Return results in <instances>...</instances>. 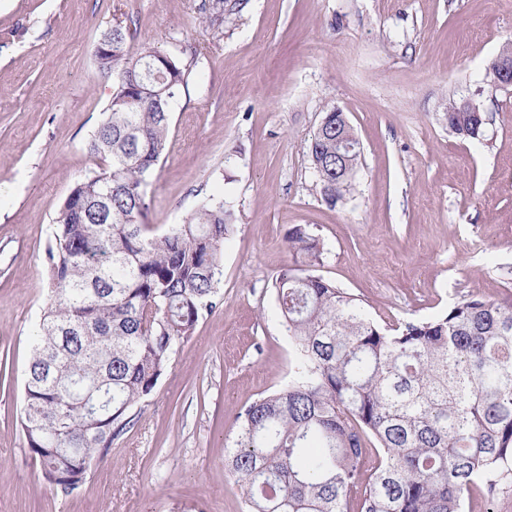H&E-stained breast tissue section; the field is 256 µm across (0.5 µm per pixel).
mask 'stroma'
Returning a JSON list of instances; mask_svg holds the SVG:
<instances>
[{
    "mask_svg": "<svg viewBox=\"0 0 512 512\" xmlns=\"http://www.w3.org/2000/svg\"><path fill=\"white\" fill-rule=\"evenodd\" d=\"M200 3L0 0V512H245L224 450L244 406L293 366L272 281L303 269L288 251L295 228L323 245L313 274L383 326L464 297L512 298V87L486 77L512 40V0H250L222 33L202 28ZM128 16L166 54L204 48L171 110L146 223H182L214 196L235 227L219 308L134 408L111 458L66 495L27 450L23 380L52 221L99 164L86 141L112 82L94 50ZM462 99L486 116L480 139L448 129ZM334 106L362 164L332 205L308 146Z\"/></svg>",
    "mask_w": 512,
    "mask_h": 512,
    "instance_id": "35a3bbf8",
    "label": "stroma"
}]
</instances>
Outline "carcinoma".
Here are the masks:
<instances>
[{
  "mask_svg": "<svg viewBox=\"0 0 512 512\" xmlns=\"http://www.w3.org/2000/svg\"><path fill=\"white\" fill-rule=\"evenodd\" d=\"M248 0H204L203 27L220 32ZM94 65L112 96L90 135L99 171L77 183L45 249L47 302L24 382L21 427L44 479L68 494L107 460L170 357L218 305L230 210L213 198L181 224L144 222L146 186L166 155L171 108L202 47L184 62L116 24ZM483 113L448 105V129L482 135ZM351 125L325 112L309 155L334 205L361 164L344 151ZM288 248L318 261L296 228ZM294 352L279 390L237 416L224 469L245 512H465L474 490L512 496V301L464 298L427 321L382 327L353 295L285 269L272 283ZM376 463L364 466L366 444Z\"/></svg>",
  "mask_w": 512,
  "mask_h": 512,
  "instance_id": "cac0c4a2",
  "label": "carcinoma"
}]
</instances>
